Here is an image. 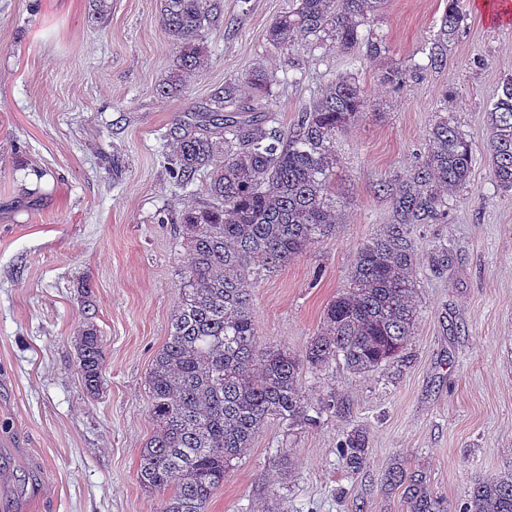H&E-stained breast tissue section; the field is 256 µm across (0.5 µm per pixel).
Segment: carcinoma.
I'll list each match as a JSON object with an SVG mask.
<instances>
[{
  "instance_id": "obj_1",
  "label": "carcinoma",
  "mask_w": 512,
  "mask_h": 512,
  "mask_svg": "<svg viewBox=\"0 0 512 512\" xmlns=\"http://www.w3.org/2000/svg\"><path fill=\"white\" fill-rule=\"evenodd\" d=\"M459 0H447L428 67L448 64L460 33ZM385 0H296L269 26L267 41L284 49L303 36L329 38L344 48L363 37L359 27ZM217 0H160L159 21L176 46L173 67L156 87L181 98L186 79L208 64L202 29L217 14ZM425 67H395L383 81L401 88ZM254 96L272 101V79L260 67L250 75ZM223 117L197 112V122L175 131L172 178L186 188L200 180L207 201L182 210L188 264L167 342L148 375L153 434L140 451L139 481L162 492L159 512H207L215 491L258 431L271 419H308L300 387L305 365L341 359L358 374L399 357L413 336L416 263L411 229L444 216L445 195L470 181L472 147L459 127L440 118L428 135L422 163L406 179L383 185L391 223L355 253L347 289L324 309L323 331L303 355L263 348L251 313V276L259 264L273 272L309 246L336 234L329 180L336 167V136L368 107L356 78L341 76L303 107L287 132L254 120V108L224 84ZM487 152L493 178L512 190V77L486 109ZM76 370L87 392L102 386L105 347L93 322L78 337ZM347 465L363 463L362 439L340 447ZM387 484L404 489L414 512H436L423 478L396 466ZM459 512H512V475L476 483Z\"/></svg>"
}]
</instances>
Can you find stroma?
I'll return each instance as SVG.
<instances>
[{"mask_svg": "<svg viewBox=\"0 0 512 512\" xmlns=\"http://www.w3.org/2000/svg\"><path fill=\"white\" fill-rule=\"evenodd\" d=\"M294 4L220 0L207 66L168 99L155 87L176 49L159 0H112L105 19L92 0H0V512H157L138 479L148 374L187 262L169 218L197 199L169 174L170 130L258 66L284 127L341 75L370 100L336 138L335 236L254 279L260 345L300 354L320 332L356 249L391 221L383 184L422 161L439 118L470 141L472 174L445 223L413 229L406 349L365 375L339 362L303 370L316 422H267L207 512H276L282 500L290 512H412L385 483L396 465L423 476L439 512H458L474 483L512 472V191L491 176L486 114L512 76V0H460L447 66L400 90L383 74L426 63L446 0H387L363 27L386 47L377 56L311 37L272 48L267 30ZM442 250L447 267H433ZM89 321L106 355L94 395L75 370ZM354 430L366 440L356 473L338 453Z\"/></svg>", "mask_w": 512, "mask_h": 512, "instance_id": "1", "label": "stroma"}]
</instances>
